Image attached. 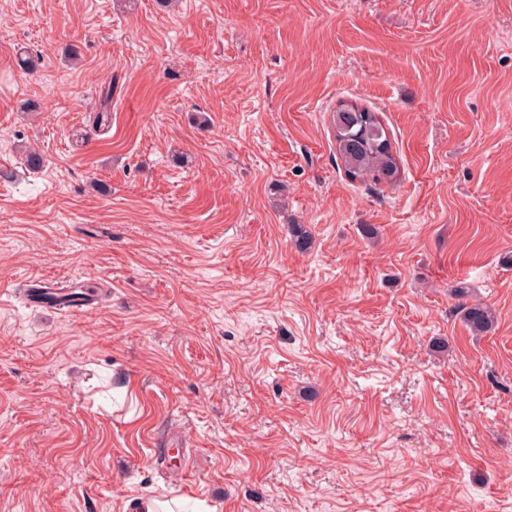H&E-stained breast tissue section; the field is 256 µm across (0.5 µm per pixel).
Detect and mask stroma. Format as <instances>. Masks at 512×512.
I'll return each mask as SVG.
<instances>
[{
    "label": "stroma",
    "instance_id": "stroma-1",
    "mask_svg": "<svg viewBox=\"0 0 512 512\" xmlns=\"http://www.w3.org/2000/svg\"><path fill=\"white\" fill-rule=\"evenodd\" d=\"M144 498L512 512V0H0V512ZM356 103L342 102L332 112L336 161L353 180L395 184L400 167L388 129L377 112ZM461 311L463 322L474 334L488 331L495 321L493 309L485 303H463Z\"/></svg>",
    "mask_w": 512,
    "mask_h": 512
}]
</instances>
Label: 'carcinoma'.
Here are the masks:
<instances>
[{
	"label": "carcinoma",
	"mask_w": 512,
	"mask_h": 512,
	"mask_svg": "<svg viewBox=\"0 0 512 512\" xmlns=\"http://www.w3.org/2000/svg\"><path fill=\"white\" fill-rule=\"evenodd\" d=\"M332 125L336 159L348 177L376 186L398 181L399 162L388 129L377 112L356 103L342 102L332 112ZM461 311L463 322L475 334L488 331L495 321L493 309L485 303H464Z\"/></svg>",
	"instance_id": "1"
}]
</instances>
